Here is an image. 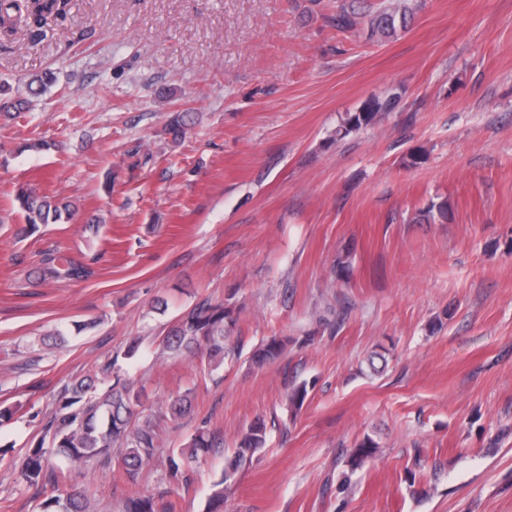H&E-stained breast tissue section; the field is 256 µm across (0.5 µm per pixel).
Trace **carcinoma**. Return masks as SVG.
Wrapping results in <instances>:
<instances>
[{"instance_id":"1","label":"carcinoma","mask_w":512,"mask_h":512,"mask_svg":"<svg viewBox=\"0 0 512 512\" xmlns=\"http://www.w3.org/2000/svg\"><path fill=\"white\" fill-rule=\"evenodd\" d=\"M68 0H35L30 34L39 36L45 16H66ZM410 9L407 5L380 8L374 12H360L351 3L338 6L336 26L354 30L365 24L369 35L380 40L394 38L407 29ZM394 90L382 98L368 99L356 112H349L336 127L334 138L343 139L368 127L376 118L392 111L400 100ZM190 114L176 112L170 117L165 132L173 142L185 138L190 129ZM15 202L27 227L36 229L40 224H66L77 213L78 207L71 200H54L47 195L20 187ZM45 280L80 279L90 274L87 267L68 259L62 251L55 250L40 260L38 267ZM238 321L236 308L223 301L205 297L185 310L162 340L164 348L172 355L187 354L200 360V369L210 373L224 366L226 354L224 341ZM285 343L272 336L253 351L258 364L273 362L281 357ZM111 360L98 369L73 377L59 392L55 409L43 426L40 438L28 449L17 472L16 481L25 487L51 484L56 487L65 479L63 468L50 466V458L57 457L70 467H86L102 456L117 455L118 463L127 479L137 481L140 473L157 463L164 469L165 488L160 497L132 495L126 498L122 512H175L170 497L179 487L188 484L194 467L216 447L215 436L204 431L192 435L181 448H171L162 453V423L176 419L192 405L193 391L173 397L166 408L157 414H144L143 390L120 377ZM308 396L307 385L302 384L288 393V409L295 412L302 408ZM266 428L257 420L241 433L237 445L225 456L224 471L214 483V491L206 503V512H224V492L237 473L251 464L256 452L264 447ZM377 444L364 438L350 454L351 469L360 467L376 451ZM91 499L87 487L71 485L65 492L50 494L38 504V512H91Z\"/></svg>"}]
</instances>
